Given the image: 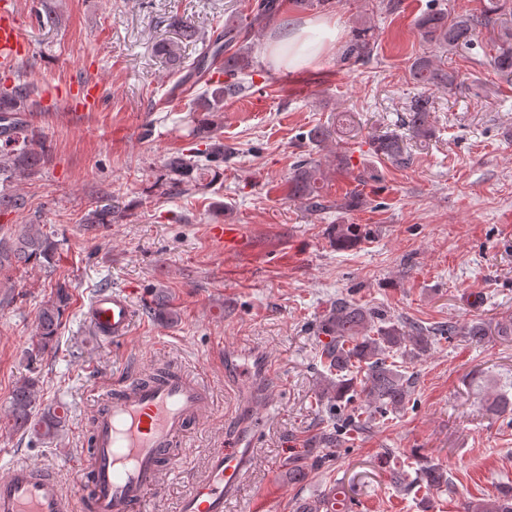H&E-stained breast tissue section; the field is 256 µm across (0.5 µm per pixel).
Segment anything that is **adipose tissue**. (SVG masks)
<instances>
[{"mask_svg": "<svg viewBox=\"0 0 512 512\" xmlns=\"http://www.w3.org/2000/svg\"><path fill=\"white\" fill-rule=\"evenodd\" d=\"M343 37L336 20L319 17L289 26L281 39L272 41L266 51L267 62L276 68L317 67L319 60L334 51Z\"/></svg>", "mask_w": 512, "mask_h": 512, "instance_id": "adipose-tissue-1", "label": "adipose tissue"}]
</instances>
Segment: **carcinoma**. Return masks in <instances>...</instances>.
I'll use <instances>...</instances> for the list:
<instances>
[{"label": "carcinoma", "mask_w": 512, "mask_h": 512, "mask_svg": "<svg viewBox=\"0 0 512 512\" xmlns=\"http://www.w3.org/2000/svg\"><path fill=\"white\" fill-rule=\"evenodd\" d=\"M280 11L279 0H261L253 23L269 24ZM484 27L496 32L492 41L491 63L504 78L512 80V0H488L480 14L470 18L448 20L442 12H429L418 21V33L427 44L439 49H455L469 45L476 29ZM243 26L228 18L224 22V38L216 39L189 65V71L207 77L204 91L197 97L198 110L212 114L223 111L224 100L236 97L247 90L238 74L254 67L251 51L239 47ZM373 47L367 30L358 34V39L348 50L349 57L362 61L370 57ZM224 57L225 79H213L212 67L219 57ZM411 79L425 88H442L453 83L448 70L428 56L415 59L409 69ZM33 89L23 83L10 89L0 90V183L6 184L31 175L45 154V142L28 134L29 112L37 101L32 99ZM429 99L419 97L409 108L406 125L416 136L427 140L432 136ZM193 138L202 142L205 149L197 150L207 161H224V138L219 122L211 118L197 121L191 129ZM370 151L376 156L390 159L401 165L409 163L399 138L395 135H380L369 142ZM169 173L166 191L171 195L189 194L209 186L206 176L215 179L218 169L200 163L191 154H177L165 163ZM320 165L313 159L300 161L288 177V196L299 199L312 212L330 208L323 195ZM115 206L108 202L96 206L89 224H110ZM360 236L355 224H344L336 228V245L353 246ZM57 244L40 232L34 224H25L8 240L0 237V259L10 255L24 261H36L47 268L56 263ZM68 291L60 287L56 297L46 304L39 314L38 330L30 339L28 356L34 364L44 354L58 347V329L62 323L68 303ZM320 334L328 337L321 344L319 362L336 379H328L323 395L335 403L336 415L348 430L362 431L389 411L405 408L409 403L414 375L398 369L395 356L411 354L422 356L430 350L437 338L460 334L475 341L488 336L487 329L477 322L460 329L453 325L427 327L403 319H391L380 311L367 308L345 298L334 301L320 324ZM39 378L24 377L16 386L5 427L15 433L26 434L32 439L44 440L55 435L62 427L60 416L49 411L38 414ZM361 394L367 402V416L351 407L355 395ZM341 428L322 431L313 440L316 448H332L340 445ZM417 483L426 488L448 485V476L438 466L429 462L417 468ZM466 512H512V486L498 489L491 499L469 503Z\"/></svg>", "instance_id": "carcinoma-1"}]
</instances>
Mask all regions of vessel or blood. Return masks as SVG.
Segmentation results:
<instances>
[{
	"label": "vessel or blood",
	"mask_w": 512,
	"mask_h": 512,
	"mask_svg": "<svg viewBox=\"0 0 512 512\" xmlns=\"http://www.w3.org/2000/svg\"><path fill=\"white\" fill-rule=\"evenodd\" d=\"M22 47L14 10L9 0H0V58H16ZM99 98L97 84L87 82L69 91L66 105L84 111ZM210 234L227 249L237 247L242 238L237 224L212 225ZM133 317L124 291L98 293L88 311L93 329L115 341L129 335ZM211 405L206 385L174 367L151 380L136 377L120 388L101 391L87 474L92 491L88 512H142L146 492L162 484L173 448ZM255 437V430H240L214 449L206 476L182 498L179 512H224L228 502L238 499L253 465ZM0 512H74V506L51 472L21 463L0 477Z\"/></svg>",
	"instance_id": "1"
}]
</instances>
